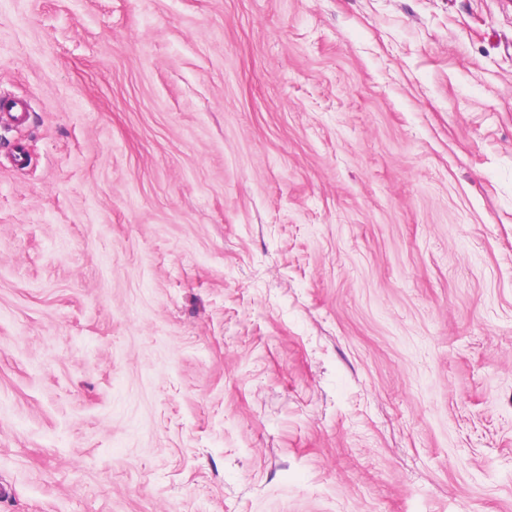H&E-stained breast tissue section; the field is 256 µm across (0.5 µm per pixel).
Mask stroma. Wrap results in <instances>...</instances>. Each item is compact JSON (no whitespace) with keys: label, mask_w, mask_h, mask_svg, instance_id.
Instances as JSON below:
<instances>
[{"label":"stroma","mask_w":512,"mask_h":512,"mask_svg":"<svg viewBox=\"0 0 512 512\" xmlns=\"http://www.w3.org/2000/svg\"><path fill=\"white\" fill-rule=\"evenodd\" d=\"M0 95V512H512V0H0Z\"/></svg>","instance_id":"stroma-1"}]
</instances>
